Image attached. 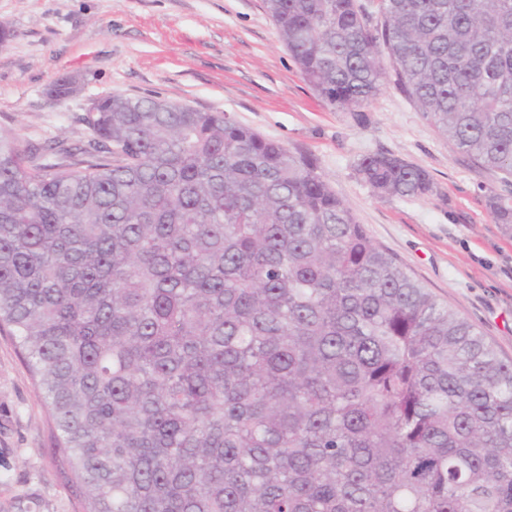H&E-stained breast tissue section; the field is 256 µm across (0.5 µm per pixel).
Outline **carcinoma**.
I'll return each instance as SVG.
<instances>
[{
    "label": "carcinoma",
    "mask_w": 512,
    "mask_h": 512,
    "mask_svg": "<svg viewBox=\"0 0 512 512\" xmlns=\"http://www.w3.org/2000/svg\"><path fill=\"white\" fill-rule=\"evenodd\" d=\"M264 0L304 80L395 84L512 178V0ZM67 162L0 133V327L86 512H512V361L368 236L315 163L223 112L98 100ZM381 196L432 192L385 153ZM491 209L512 232V205Z\"/></svg>",
    "instance_id": "obj_1"
}]
</instances>
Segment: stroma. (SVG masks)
Instances as JSON below:
<instances>
[{
  "mask_svg": "<svg viewBox=\"0 0 512 512\" xmlns=\"http://www.w3.org/2000/svg\"><path fill=\"white\" fill-rule=\"evenodd\" d=\"M0 131L45 147L91 136L92 104L156 97L235 122L310 158L370 238L512 360V233L490 194L512 197L386 78L366 120L326 105L302 78L263 0H0ZM71 78L69 96L49 89ZM425 169L431 194L376 195L365 155ZM60 466L55 423L8 331H0V512H84Z\"/></svg>",
  "mask_w": 512,
  "mask_h": 512,
  "instance_id": "stroma-1",
  "label": "stroma"
}]
</instances>
